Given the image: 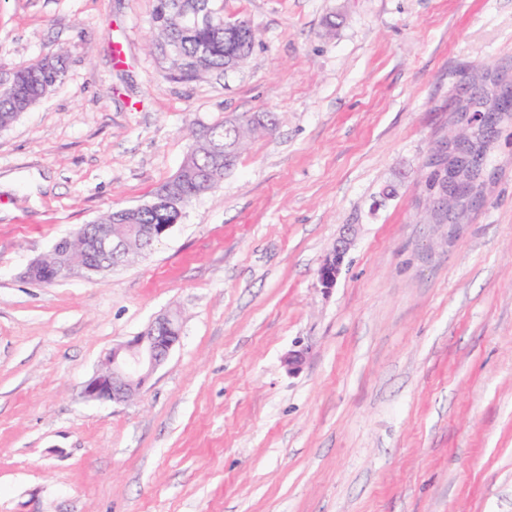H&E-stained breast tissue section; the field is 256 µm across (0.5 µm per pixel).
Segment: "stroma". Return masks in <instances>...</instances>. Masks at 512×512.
Instances as JSON below:
<instances>
[{"label":"stroma","instance_id":"obj_1","mask_svg":"<svg viewBox=\"0 0 512 512\" xmlns=\"http://www.w3.org/2000/svg\"><path fill=\"white\" fill-rule=\"evenodd\" d=\"M222 3L253 49L183 82L155 0H0V69L64 59L0 130V512H512V119L483 204H428L464 87L512 82V0ZM245 113L275 130L149 253L25 278ZM166 313L181 339L141 393L84 400ZM354 232V225L348 224L345 226L343 234L337 238L335 246L318 269V280L322 288L327 291L336 285L344 258L350 249Z\"/></svg>","mask_w":512,"mask_h":512}]
</instances>
